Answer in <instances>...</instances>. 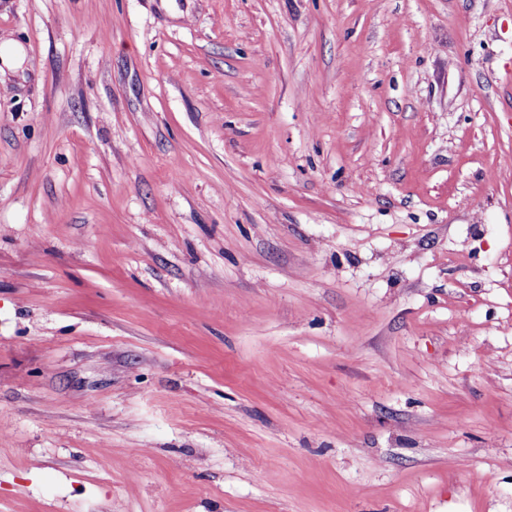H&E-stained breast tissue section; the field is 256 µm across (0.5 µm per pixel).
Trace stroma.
<instances>
[{
    "label": "stroma",
    "instance_id": "obj_1",
    "mask_svg": "<svg viewBox=\"0 0 512 512\" xmlns=\"http://www.w3.org/2000/svg\"><path fill=\"white\" fill-rule=\"evenodd\" d=\"M5 39L0 512H512V0Z\"/></svg>",
    "mask_w": 512,
    "mask_h": 512
}]
</instances>
